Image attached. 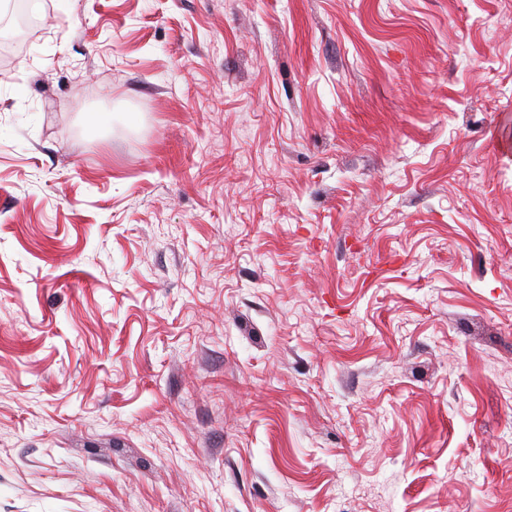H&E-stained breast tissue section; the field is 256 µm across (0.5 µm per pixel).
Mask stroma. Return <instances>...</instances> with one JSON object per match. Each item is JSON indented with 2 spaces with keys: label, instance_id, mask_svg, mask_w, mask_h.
Listing matches in <instances>:
<instances>
[{
  "label": "stroma",
  "instance_id": "obj_1",
  "mask_svg": "<svg viewBox=\"0 0 512 512\" xmlns=\"http://www.w3.org/2000/svg\"><path fill=\"white\" fill-rule=\"evenodd\" d=\"M32 13L0 512H512V0Z\"/></svg>",
  "mask_w": 512,
  "mask_h": 512
}]
</instances>
